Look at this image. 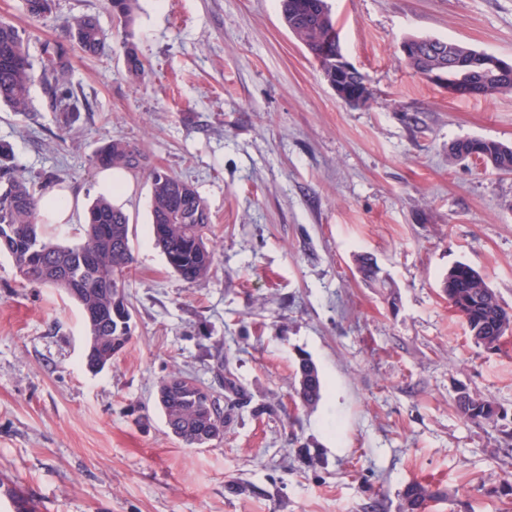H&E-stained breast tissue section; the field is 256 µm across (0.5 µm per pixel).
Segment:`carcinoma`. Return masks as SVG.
<instances>
[{"label": "carcinoma", "instance_id": "cac0c4a2", "mask_svg": "<svg viewBox=\"0 0 512 512\" xmlns=\"http://www.w3.org/2000/svg\"><path fill=\"white\" fill-rule=\"evenodd\" d=\"M53 0H23L26 13L32 18L47 16ZM136 0H107L112 15L129 25ZM283 20L318 62L329 84L334 85L336 53L322 54V46L336 42L339 35L336 21L327 0H280ZM70 40L83 53H99L106 40L95 18L79 16L67 25ZM411 44L418 54L409 62L414 72L437 62L433 48L452 47L454 43L438 38H413ZM42 78L52 87L57 98L65 103L63 111L76 112L73 92L68 84V59L59 53L44 51ZM127 75L140 81L146 75L144 62L134 45L125 44ZM481 52L472 51L455 70L473 72L470 95L494 98L512 94V70L490 77L481 72ZM34 64L19 30L10 22L0 20V104L14 112L30 109V89ZM477 154V158L496 171L512 174V145L469 138L456 141L451 155ZM146 157L136 146L120 139L103 143L93 156V164L121 167L129 171L145 169ZM152 231L165 254L169 267L186 284L193 285L211 271L214 253L208 246L211 216L205 201L195 187L180 177L161 170L150 171ZM39 197L34 185L20 171L11 151L0 145V253L8 254L19 275L28 283L47 285L63 290L76 299L82 308L88 335L93 337V357L107 365L130 339L129 321L121 322L113 314V305H125L124 294L117 283L134 263L130 244L129 217L104 199H97L85 216V238L80 245L66 246L45 239L37 224ZM364 279L376 283L380 269L367 255L357 258ZM443 288L448 304L463 320L476 343L493 347L512 331V312L497 301L483 276L470 265L460 263L448 270ZM224 390L236 402L248 401L246 392L238 387L233 374L224 373ZM294 390L299 401L313 406L321 399L322 381L316 364L309 358L299 359L294 371ZM158 402L172 433L190 447H198L224 433V410L217 399L200 396L197 380L172 375L158 386ZM456 410L468 421H481L497 414L490 400L476 401L464 390L455 398ZM436 498V492L420 482L405 486L402 494L406 512H423Z\"/></svg>", "mask_w": 512, "mask_h": 512}]
</instances>
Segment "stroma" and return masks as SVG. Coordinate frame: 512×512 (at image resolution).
<instances>
[{
    "mask_svg": "<svg viewBox=\"0 0 512 512\" xmlns=\"http://www.w3.org/2000/svg\"><path fill=\"white\" fill-rule=\"evenodd\" d=\"M328 3L366 105L337 97L280 0H137L127 28L106 0H54L39 20L0 0L33 58L66 50L81 106L64 127L39 79L30 112L0 106V144L36 190L54 173L91 203V158L120 139L196 188L215 248L208 278L181 280L151 234V181L131 174V339L96 374L79 304L0 254V476L40 512H403L414 480L440 494L427 512H512V335L475 344L443 292L463 262L512 311V175L450 154L512 144V96L448 93L401 52L435 37L511 63L512 0ZM83 15L107 35L94 57L65 32ZM366 252L384 284L358 272ZM303 356L323 382L313 407L294 392ZM224 369L250 401L188 447L157 387L180 373L220 398ZM462 388L505 418L464 420Z\"/></svg>",
    "mask_w": 512,
    "mask_h": 512,
    "instance_id": "35a3bbf8",
    "label": "stroma"
}]
</instances>
